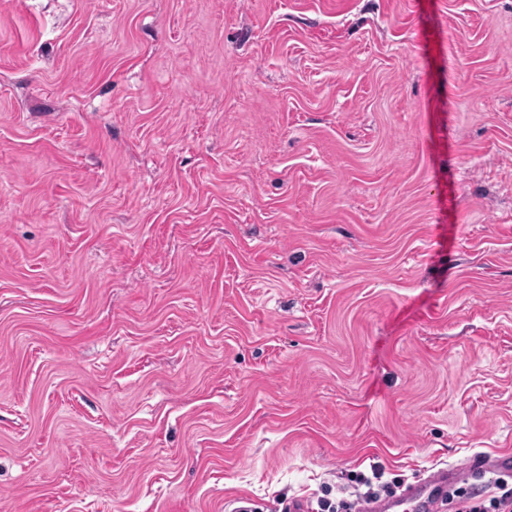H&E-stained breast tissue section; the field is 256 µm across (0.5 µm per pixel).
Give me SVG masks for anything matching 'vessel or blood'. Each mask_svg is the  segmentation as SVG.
<instances>
[{"label": "vessel or blood", "instance_id": "b4317fda", "mask_svg": "<svg viewBox=\"0 0 512 512\" xmlns=\"http://www.w3.org/2000/svg\"><path fill=\"white\" fill-rule=\"evenodd\" d=\"M488 473L512 483V452L472 456L463 463L440 467L401 492L372 502L366 512H438L447 495L461 487H476Z\"/></svg>", "mask_w": 512, "mask_h": 512}]
</instances>
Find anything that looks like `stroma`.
Segmentation results:
<instances>
[{"instance_id":"1","label":"stroma","mask_w":512,"mask_h":512,"mask_svg":"<svg viewBox=\"0 0 512 512\" xmlns=\"http://www.w3.org/2000/svg\"><path fill=\"white\" fill-rule=\"evenodd\" d=\"M506 449L512 0H0V512Z\"/></svg>"}]
</instances>
